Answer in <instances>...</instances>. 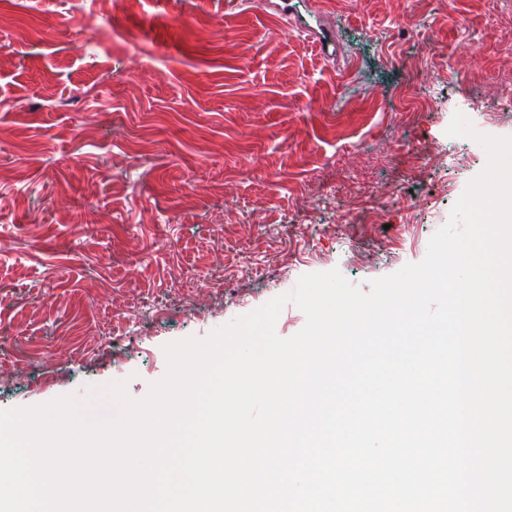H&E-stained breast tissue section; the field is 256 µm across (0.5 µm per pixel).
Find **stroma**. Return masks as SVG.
I'll return each mask as SVG.
<instances>
[{
    "label": "stroma",
    "mask_w": 512,
    "mask_h": 512,
    "mask_svg": "<svg viewBox=\"0 0 512 512\" xmlns=\"http://www.w3.org/2000/svg\"><path fill=\"white\" fill-rule=\"evenodd\" d=\"M290 6L308 33L253 0H0V410L143 398L166 344L303 275L420 262L487 164L453 115L512 137V0Z\"/></svg>",
    "instance_id": "stroma-1"
}]
</instances>
